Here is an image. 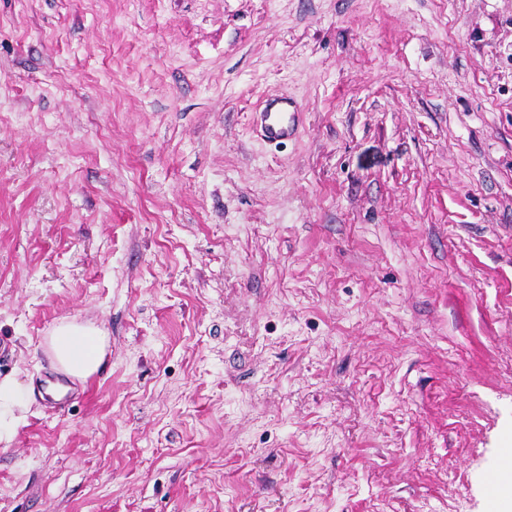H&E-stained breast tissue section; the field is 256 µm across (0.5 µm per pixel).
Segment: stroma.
<instances>
[{"mask_svg":"<svg viewBox=\"0 0 512 512\" xmlns=\"http://www.w3.org/2000/svg\"><path fill=\"white\" fill-rule=\"evenodd\" d=\"M5 377L0 512H496L512 0H0ZM302 124V112L299 105L278 94L267 96L256 112V132L264 142L282 144L295 137ZM105 337L92 326L63 323L55 327L47 344L61 372L73 378H85L102 361ZM22 394L18 382L11 378L0 379V439L2 427L7 429L11 422L13 408L20 405Z\"/></svg>","mask_w":512,"mask_h":512,"instance_id":"stroma-1","label":"stroma"}]
</instances>
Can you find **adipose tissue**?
Returning a JSON list of instances; mask_svg holds the SVG:
<instances>
[{
	"label": "adipose tissue",
	"mask_w": 512,
	"mask_h": 512,
	"mask_svg": "<svg viewBox=\"0 0 512 512\" xmlns=\"http://www.w3.org/2000/svg\"><path fill=\"white\" fill-rule=\"evenodd\" d=\"M104 346L100 330L72 323L58 325L48 339L58 369L73 378L88 377L98 369Z\"/></svg>",
	"instance_id": "obj_1"
}]
</instances>
